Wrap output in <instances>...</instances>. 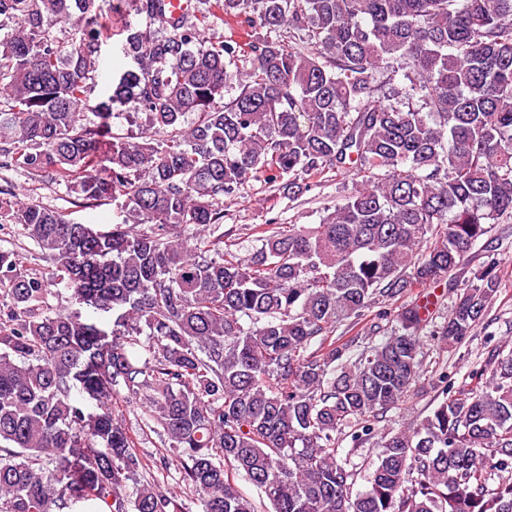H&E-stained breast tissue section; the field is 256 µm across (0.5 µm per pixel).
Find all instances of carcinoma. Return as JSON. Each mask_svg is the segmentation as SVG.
Segmentation results:
<instances>
[{"instance_id":"1","label":"carcinoma","mask_w":512,"mask_h":512,"mask_svg":"<svg viewBox=\"0 0 512 512\" xmlns=\"http://www.w3.org/2000/svg\"><path fill=\"white\" fill-rule=\"evenodd\" d=\"M126 10L142 20L122 44L133 67L87 126L103 16ZM224 18L241 36L201 40ZM2 22L0 169L86 208L122 196L132 223L101 230L0 189V230L18 226L48 263L0 249V512H182L138 480L120 385L145 397V427L168 440L160 467L201 512H256L236 474L270 512H512L511 351L494 348L467 389L441 371L430 414L379 434L366 416L419 377L428 304L401 307L378 344L333 337L447 280L512 220V0H206L192 20L165 0H0ZM128 98L154 134L103 151ZM328 172L359 181L320 223L269 224L247 259L224 247V197L262 177L291 200ZM60 283L109 328L53 310ZM499 288L494 265L475 269L440 341L470 336ZM351 423L354 443L382 448L358 493L336 448Z\"/></svg>"}]
</instances>
